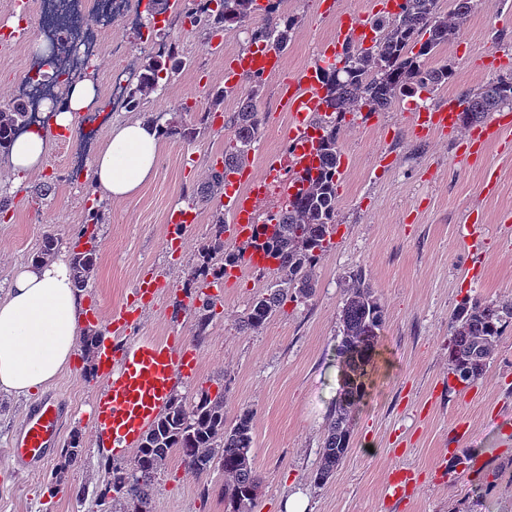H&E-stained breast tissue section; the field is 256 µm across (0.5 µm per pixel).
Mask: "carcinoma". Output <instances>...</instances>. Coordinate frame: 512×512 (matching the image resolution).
I'll list each match as a JSON object with an SVG mask.
<instances>
[{
	"label": "carcinoma",
	"instance_id": "1",
	"mask_svg": "<svg viewBox=\"0 0 512 512\" xmlns=\"http://www.w3.org/2000/svg\"><path fill=\"white\" fill-rule=\"evenodd\" d=\"M213 7L197 9L189 3L179 12L193 27L220 30L243 26L253 19L256 0H210ZM478 0H453L449 14L441 11V0H403L400 11L375 20L378 38L370 48L347 43L340 55L342 67L323 70L324 114L315 127L320 130L317 165L305 177V185L288 199V207L275 218L264 236L263 249L279 280L259 294L241 317L240 329L255 331L264 326L286 298H310L316 288L314 268L336 230V174L341 165L337 139L338 120L368 108L388 109L394 101L418 92H431L448 84L453 71L448 64L430 67L437 48L451 41L472 13ZM295 19L266 14L249 28L250 42L283 51L292 40ZM183 66L175 51L149 56L142 62L137 81L128 89L127 105L138 110L158 91L161 76L171 77ZM251 89L240 100L233 117L234 135L224 151V169H214L201 188L198 200L210 203L221 193L229 174L246 164L248 152L261 128V115ZM461 120L468 124L498 108L512 106V76H499L462 102ZM31 126L25 102L16 98L0 105V150ZM214 235L202 249V263L190 276L211 273L224 278L228 267L238 265L241 253L224 252L226 221L222 211L213 213ZM75 286H87L97 267L91 248L71 256ZM199 328L205 329L215 303L205 293L195 295ZM339 348L342 389L327 416L321 463L313 481L326 483L351 449L356 409L365 395L363 379L373 361L377 340L385 325L384 307L365 272L350 275L340 315ZM512 324V298L464 299L450 318L448 366L454 378L470 385L483 379L489 360ZM253 412L240 410L233 423L224 418V392L211 395L201 390L190 400L172 397L157 423L144 435L136 455L128 462L110 463L101 498L112 495L120 512H150V503L160 471L169 454L179 453L183 463L199 476L214 466L224 471L225 512H252L261 479L254 463Z\"/></svg>",
	"mask_w": 512,
	"mask_h": 512
}]
</instances>
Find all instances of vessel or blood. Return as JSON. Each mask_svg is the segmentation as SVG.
Wrapping results in <instances>:
<instances>
[{
    "label": "vessel or blood",
    "instance_id": "1",
    "mask_svg": "<svg viewBox=\"0 0 512 512\" xmlns=\"http://www.w3.org/2000/svg\"><path fill=\"white\" fill-rule=\"evenodd\" d=\"M371 13L347 12L340 16L336 31L322 54L330 58L340 54L348 41L375 42L377 32ZM322 72L310 65L283 88L281 104L288 111L291 126L288 133L289 164L281 166L268 160L262 173L241 184L229 180L224 190V204L231 221L227 236L245 251L247 264H260L262 251L254 248V224L258 210L271 183L295 184L297 176L315 160L318 139L311 118L323 109ZM412 123L424 131L455 129L459 123L457 106L412 115ZM128 310L102 319L108 332L96 352L99 373L106 385L95 393L94 427L100 446L111 449L114 457H124L126 449L138 447L144 434L157 421L169 403L180 380L196 369L195 359L186 349L181 336L154 339L129 333ZM63 406L53 396L40 398L29 410L19 434L11 443L10 456L15 464L27 466L45 459L59 436Z\"/></svg>",
    "mask_w": 512,
    "mask_h": 512
}]
</instances>
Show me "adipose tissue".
<instances>
[{"instance_id": "1", "label": "adipose tissue", "mask_w": 512, "mask_h": 512, "mask_svg": "<svg viewBox=\"0 0 512 512\" xmlns=\"http://www.w3.org/2000/svg\"><path fill=\"white\" fill-rule=\"evenodd\" d=\"M96 99L92 79L77 81L55 107L52 127L37 125L17 136L0 167L12 177L41 170L52 149V129L72 130ZM165 139L160 123L132 119L112 125L90 168L99 201L137 196L156 176ZM82 314L83 298L65 257L35 255L15 269L0 298V392L26 394L56 379L78 350Z\"/></svg>"}]
</instances>
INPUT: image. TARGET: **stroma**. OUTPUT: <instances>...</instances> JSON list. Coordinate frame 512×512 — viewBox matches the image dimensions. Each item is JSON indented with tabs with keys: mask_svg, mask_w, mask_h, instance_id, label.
Instances as JSON below:
<instances>
[{
	"mask_svg": "<svg viewBox=\"0 0 512 512\" xmlns=\"http://www.w3.org/2000/svg\"><path fill=\"white\" fill-rule=\"evenodd\" d=\"M29 30L8 55H0V102L11 100L44 41L39 0H28ZM289 0L298 19L283 52L281 73L263 77L256 98L263 123L247 169L260 174L268 159L287 160L290 118L279 107L284 76L314 64L332 37L339 13L363 9L366 0ZM142 27L116 15L107 43L144 59L152 54L151 16ZM166 41L186 62L139 114L114 113L113 122L166 112L193 124L197 111L211 116L193 141L167 138L157 175L133 200L99 204L88 177L78 176L52 154L40 172L8 181V209L0 213V290L13 270L38 253L45 236L71 254L95 246V274L83 290L84 331L99 330L96 316H109L131 300L141 277L154 275V302L136 317V336H181L198 359L194 375L176 392L223 391L224 415L253 412L254 462L261 485L253 512H284L295 490L309 497L310 512H512V327L500 340L485 378L463 385L448 371L449 321L468 296L512 297V108L489 113L485 123L507 129L484 140L485 123L459 125L422 136L410 113L446 107L500 75L512 74V0H485L456 37L430 58L453 68L447 86L406 97L384 112L347 116L338 130L342 164L336 182V232L316 269V292L286 301L259 330L242 332L239 320L253 299L272 284L271 269L242 267L233 280H194L190 271L211 236L213 206L193 199L211 167H223L233 136L238 91L212 104L224 87V60L250 51L245 28L214 34L203 28L165 26ZM194 221L182 244H166L172 210ZM99 223H91L92 212ZM367 274L384 307L379 369L358 407L351 450L323 485L312 476L320 464L329 409L338 384L336 349L340 311L349 274ZM216 300L205 329L189 295ZM94 359L77 352L69 367L43 389L23 397L0 395V512H104L96 495L106 483L110 452L97 445L91 402L98 386ZM62 399L64 415L55 447L44 461L24 468L7 450L43 394ZM79 438L77 466L64 467L62 448ZM467 453L469 474L454 462ZM405 469L414 480L406 497L387 491L391 473ZM151 512H224V475L199 477L171 455L158 480Z\"/></svg>",
	"mask_w": 512,
	"mask_h": 512,
	"instance_id": "1",
	"label": "stroma"
}]
</instances>
